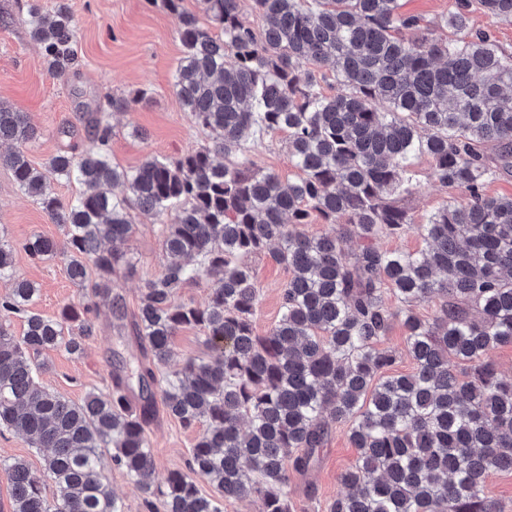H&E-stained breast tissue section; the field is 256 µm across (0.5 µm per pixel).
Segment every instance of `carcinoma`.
Returning a JSON list of instances; mask_svg holds the SVG:
<instances>
[{"instance_id":"carcinoma-1","label":"carcinoma","mask_w":512,"mask_h":512,"mask_svg":"<svg viewBox=\"0 0 512 512\" xmlns=\"http://www.w3.org/2000/svg\"><path fill=\"white\" fill-rule=\"evenodd\" d=\"M160 2L183 46L172 86L207 145L126 170L107 151L110 113L98 112L93 146L60 152L40 171L22 149L37 128L0 102V144H17L0 166L62 227L69 278L118 322L127 314L112 282L131 269L105 243L131 235L135 211L169 216L163 269L146 280L131 321L138 353L113 356L111 391L80 404L39 382L37 357L62 344L81 351L96 332L91 308L67 307L58 319L35 312L38 290L13 275L12 246L0 240V279L12 280L0 296V428L49 450L55 486L49 499L24 460L1 462L12 512H124L101 470L105 450L147 512H224V502L255 494L263 512H292L288 485L338 424L358 457L327 512H500L484 486L512 472V380L487 354L512 345V196H490L486 185L512 172V52L471 29L472 0H454L445 17L452 42L402 13L400 0H252L258 27L242 21L239 0H201L210 28L183 0ZM478 4L512 20V0ZM26 23L48 70L68 79L78 62L68 0H56L50 19L30 4ZM332 82L343 91L323 92ZM275 132L287 134L296 179L239 159L249 138ZM419 156L431 179L468 198L420 225L424 249H382L378 239L412 224L403 174ZM52 179L83 191L65 205L47 191ZM315 217L324 231L308 229ZM350 237L359 245L348 255ZM24 250L57 256L40 235ZM265 251L290 277L280 320L259 336L249 258ZM201 280L207 304L178 300ZM425 302L437 306L430 322L414 311ZM12 315L24 319L19 336L6 325ZM70 322L79 336L65 337ZM397 322L414 368L391 375L397 355L385 341ZM186 326L202 330L215 357L170 372L172 339ZM159 404L198 429L186 468L162 485L147 437ZM200 480L216 495L202 494Z\"/></svg>"}]
</instances>
